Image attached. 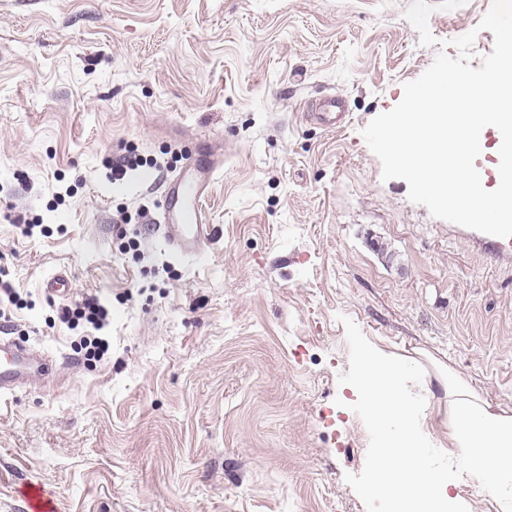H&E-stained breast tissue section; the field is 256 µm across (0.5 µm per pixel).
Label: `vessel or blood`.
Instances as JSON below:
<instances>
[{"label":"vessel or blood","mask_w":512,"mask_h":512,"mask_svg":"<svg viewBox=\"0 0 512 512\" xmlns=\"http://www.w3.org/2000/svg\"><path fill=\"white\" fill-rule=\"evenodd\" d=\"M314 118L329 129L341 126L348 118L343 98L334 94L325 96ZM223 168L224 163L220 159L201 163L189 156L184 160L182 172L169 178L160 219L168 246L176 256L197 255L202 246L213 239L214 226L203 201ZM473 238L494 257H512V238L495 237L478 231L474 232ZM54 367L53 360L25 342L0 336L1 395L14 392L33 375H49Z\"/></svg>","instance_id":"vessel-or-blood-1"}]
</instances>
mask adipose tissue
I'll list each match as a JSON object with an SVG mask.
<instances>
[{
    "label": "adipose tissue",
    "instance_id": "adipose-tissue-1",
    "mask_svg": "<svg viewBox=\"0 0 512 512\" xmlns=\"http://www.w3.org/2000/svg\"><path fill=\"white\" fill-rule=\"evenodd\" d=\"M448 437L483 488L497 492L512 478V417L493 412L461 379L448 380Z\"/></svg>",
    "mask_w": 512,
    "mask_h": 512
}]
</instances>
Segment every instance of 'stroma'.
<instances>
[{"mask_svg": "<svg viewBox=\"0 0 512 512\" xmlns=\"http://www.w3.org/2000/svg\"><path fill=\"white\" fill-rule=\"evenodd\" d=\"M410 2L0 0V268L22 299L0 334L56 362L0 396V512H24L31 485L56 512H367L345 481L369 445L339 382L345 317L425 367L442 451L449 377L512 416V262L383 180L361 134L437 53ZM429 2L436 38L475 32L480 68L491 0ZM329 93L350 115L335 130L305 117ZM130 148L145 165L119 186L109 165ZM210 149L218 235L178 258L165 181ZM57 271L71 300L107 303L102 360L45 294ZM451 492L512 512V487Z\"/></svg>", "mask_w": 512, "mask_h": 512, "instance_id": "stroma-1", "label": "stroma"}]
</instances>
